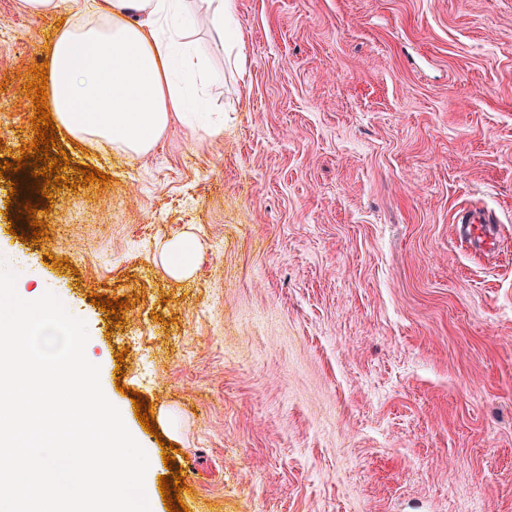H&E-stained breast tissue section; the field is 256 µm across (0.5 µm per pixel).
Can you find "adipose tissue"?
Returning a JSON list of instances; mask_svg holds the SVG:
<instances>
[{
    "instance_id": "ef3b65f1",
    "label": "adipose tissue",
    "mask_w": 512,
    "mask_h": 512,
    "mask_svg": "<svg viewBox=\"0 0 512 512\" xmlns=\"http://www.w3.org/2000/svg\"><path fill=\"white\" fill-rule=\"evenodd\" d=\"M187 0H25L30 12L65 10L47 67L61 125L82 141L147 152L172 118L203 121L179 76L212 77L185 26Z\"/></svg>"
}]
</instances>
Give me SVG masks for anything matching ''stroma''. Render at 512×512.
I'll list each match as a JSON object with an SVG mask.
<instances>
[{"label":"stroma","instance_id":"1","mask_svg":"<svg viewBox=\"0 0 512 512\" xmlns=\"http://www.w3.org/2000/svg\"><path fill=\"white\" fill-rule=\"evenodd\" d=\"M239 38L188 30L216 79L209 135L146 153L56 137L31 241L0 178V258L50 285L189 512H512V0H234ZM67 12L0 0V162ZM496 220L495 252L457 215ZM192 234L189 277L157 260ZM129 300L110 315L92 294ZM151 402L153 432L131 392ZM175 462L165 467L164 453Z\"/></svg>","mask_w":512,"mask_h":512}]
</instances>
